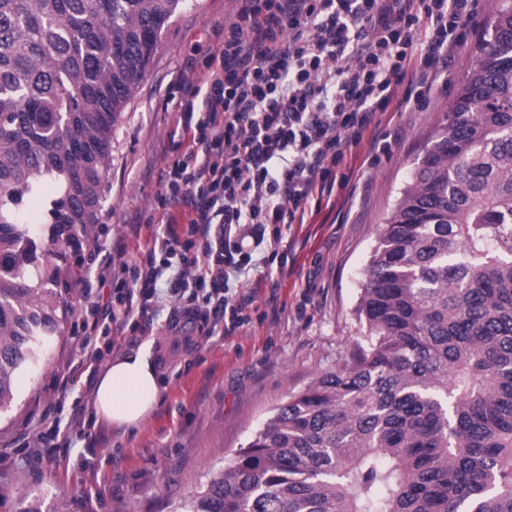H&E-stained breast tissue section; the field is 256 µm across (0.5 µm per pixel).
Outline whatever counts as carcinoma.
<instances>
[{"label":"carcinoma","mask_w":512,"mask_h":512,"mask_svg":"<svg viewBox=\"0 0 512 512\" xmlns=\"http://www.w3.org/2000/svg\"><path fill=\"white\" fill-rule=\"evenodd\" d=\"M186 0H0V412L82 276L112 135ZM512 4L379 234L343 366L174 512H512ZM59 198L21 208L42 183Z\"/></svg>","instance_id":"cac0c4a2"}]
</instances>
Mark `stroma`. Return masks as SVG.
I'll return each instance as SVG.
<instances>
[{
    "mask_svg": "<svg viewBox=\"0 0 512 512\" xmlns=\"http://www.w3.org/2000/svg\"><path fill=\"white\" fill-rule=\"evenodd\" d=\"M504 4L484 0L423 109L384 116L381 133L390 148L379 162L367 164L365 142L349 153L348 197H332L307 223L283 227L287 262L261 247L231 280L232 293L248 303L247 325L219 336L199 321L171 333L167 319L179 304L163 278L157 304L143 317L146 333L116 327L111 337H98V346H111L116 355L148 349L157 371L156 410L126 430L97 420L92 410L101 367L80 348L85 309L110 290L84 283L118 271L146 245L149 224L166 221L157 195L161 170L174 156L175 105L185 82L222 47L225 20L243 6V0H186L114 130L107 202L93 243L76 255L83 279L65 296L62 334L45 346L38 366L24 370L11 408L0 413V512H16L24 492L59 499L64 512H173L248 444L273 409L342 364L381 226L445 125ZM67 366L77 382L63 392L58 378Z\"/></svg>",
    "mask_w": 512,
    "mask_h": 512,
    "instance_id": "stroma-1",
    "label": "stroma"
}]
</instances>
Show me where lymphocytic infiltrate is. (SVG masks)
Instances as JSON below:
<instances>
[{
	"label": "lymphocytic infiltrate",
	"instance_id": "obj_1",
	"mask_svg": "<svg viewBox=\"0 0 512 512\" xmlns=\"http://www.w3.org/2000/svg\"><path fill=\"white\" fill-rule=\"evenodd\" d=\"M480 0H245L224 46L176 104L185 150L167 163L159 204L191 211L166 222L124 262L112 323L134 330L166 267L177 297L209 290L217 324L249 317L231 276L280 227L301 224L314 197L346 189L340 168L378 115L422 106L428 79L467 40ZM220 225L212 235V225Z\"/></svg>",
	"mask_w": 512,
	"mask_h": 512
}]
</instances>
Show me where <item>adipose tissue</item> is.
Instances as JSON below:
<instances>
[{
    "mask_svg": "<svg viewBox=\"0 0 512 512\" xmlns=\"http://www.w3.org/2000/svg\"><path fill=\"white\" fill-rule=\"evenodd\" d=\"M158 402L156 370L140 349L113 357L99 373L92 394L97 419L124 429L139 426Z\"/></svg>",
    "mask_w": 512,
    "mask_h": 512,
    "instance_id": "adipose-tissue-1",
    "label": "adipose tissue"
}]
</instances>
